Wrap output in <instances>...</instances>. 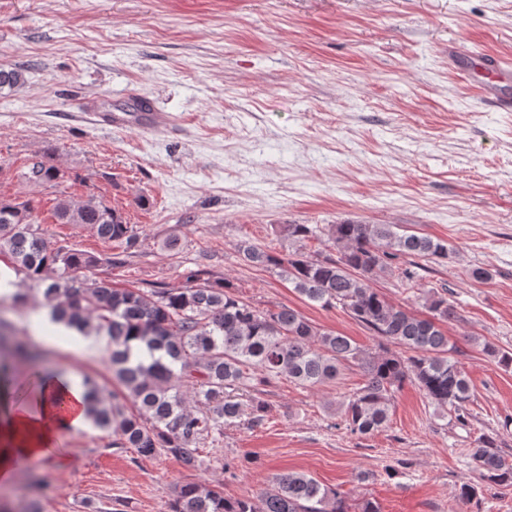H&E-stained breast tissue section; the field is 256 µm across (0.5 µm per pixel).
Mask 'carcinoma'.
Wrapping results in <instances>:
<instances>
[{"instance_id":"obj_1","label":"carcinoma","mask_w":512,"mask_h":512,"mask_svg":"<svg viewBox=\"0 0 512 512\" xmlns=\"http://www.w3.org/2000/svg\"><path fill=\"white\" fill-rule=\"evenodd\" d=\"M23 83L21 70L0 68V88ZM25 180L43 185L65 178L59 168L32 160ZM53 216L59 224L88 226L104 242L136 241L133 225L119 210L93 194L55 198ZM322 235L336 247L334 258L323 260L302 249L279 258L246 245V261L280 269L294 290L323 307L339 305L373 331L402 348L369 353L346 336L319 330L296 310L256 309L224 286L199 283L200 274L185 288L118 289L97 276L100 256L80 249H53L26 202L0 200V287L12 285L11 275L39 291L52 320L83 335L107 338L112 374L127 391L132 410L115 398L99 397L98 388L84 379L86 412L93 425L115 436L113 445L133 448L144 458L160 454L175 458L184 469L197 470L200 448L207 439L224 434V426L247 418L251 426L264 423L267 404L253 397L243 404L230 394L247 386L251 372L286 375L291 381L315 387L336 378L340 367L355 362L365 381L343 409L353 434L370 436L388 421L395 391L416 383L440 409L465 418L473 387L455 360V347L436 321L456 317L448 297L432 288L420 289L431 316L418 317L389 303L373 288L377 277L406 259L402 280L415 286L417 270L428 262L448 259V243L398 231L395 224L343 221L339 224H290L288 239L303 243ZM11 326L0 319V386L10 380V359L39 366V353L28 343L9 341ZM483 350L498 365L512 367V352L491 344ZM412 355H407V352ZM194 390L201 408L185 405L183 387ZM473 460L484 481L512 487V461L497 439L482 434ZM168 512H348L337 490L323 486L299 471L277 474L257 497L226 498L206 485L178 486Z\"/></svg>"}]
</instances>
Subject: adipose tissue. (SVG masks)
Returning <instances> with one entry per match:
<instances>
[{
	"label": "adipose tissue",
	"instance_id": "adipose-tissue-1",
	"mask_svg": "<svg viewBox=\"0 0 512 512\" xmlns=\"http://www.w3.org/2000/svg\"><path fill=\"white\" fill-rule=\"evenodd\" d=\"M84 396L68 373L44 375L18 402L0 395V485L13 483L22 463L60 460L61 434L87 427Z\"/></svg>",
	"mask_w": 512,
	"mask_h": 512
}]
</instances>
